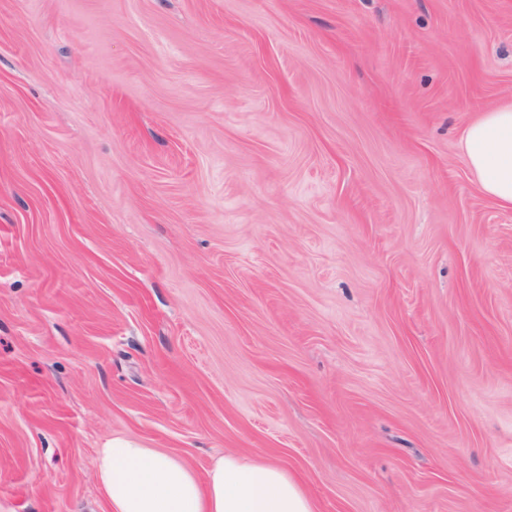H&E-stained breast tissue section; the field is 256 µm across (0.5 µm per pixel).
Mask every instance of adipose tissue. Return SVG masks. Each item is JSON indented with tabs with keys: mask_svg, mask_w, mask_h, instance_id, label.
Masks as SVG:
<instances>
[{
	"mask_svg": "<svg viewBox=\"0 0 512 512\" xmlns=\"http://www.w3.org/2000/svg\"><path fill=\"white\" fill-rule=\"evenodd\" d=\"M464 160L489 197L512 209V103L480 113L463 134ZM109 512H315L303 484L278 461L225 455L198 479L169 455L116 438L97 449Z\"/></svg>",
	"mask_w": 512,
	"mask_h": 512,
	"instance_id": "ef3b65f1",
	"label": "adipose tissue"
}]
</instances>
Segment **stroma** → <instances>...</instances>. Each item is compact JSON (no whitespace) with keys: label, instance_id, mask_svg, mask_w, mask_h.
Listing matches in <instances>:
<instances>
[{"label":"stroma","instance_id":"35a3bbf8","mask_svg":"<svg viewBox=\"0 0 512 512\" xmlns=\"http://www.w3.org/2000/svg\"><path fill=\"white\" fill-rule=\"evenodd\" d=\"M512 0H0V512L97 448L317 512H512ZM464 160L489 197L512 209V103L481 112L463 134Z\"/></svg>","mask_w":512,"mask_h":512}]
</instances>
